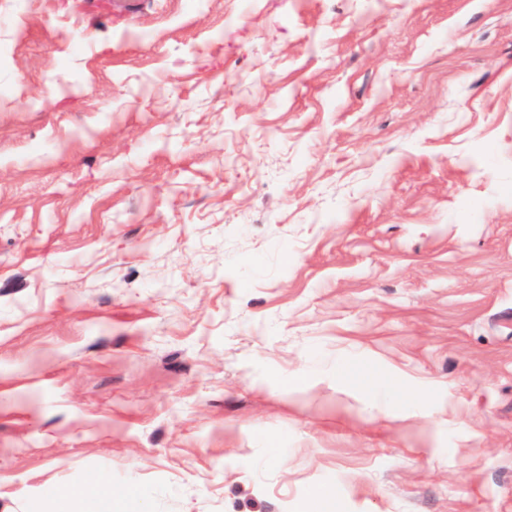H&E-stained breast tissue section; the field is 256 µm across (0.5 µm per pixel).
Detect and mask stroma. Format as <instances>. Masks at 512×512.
I'll return each mask as SVG.
<instances>
[{"label":"stroma","mask_w":512,"mask_h":512,"mask_svg":"<svg viewBox=\"0 0 512 512\" xmlns=\"http://www.w3.org/2000/svg\"><path fill=\"white\" fill-rule=\"evenodd\" d=\"M512 512V0H0V512ZM60 498H76L83 502L85 512H116L121 498L116 497L107 488L102 478H97L91 485L80 488H59L56 493Z\"/></svg>","instance_id":"35a3bbf8"}]
</instances>
